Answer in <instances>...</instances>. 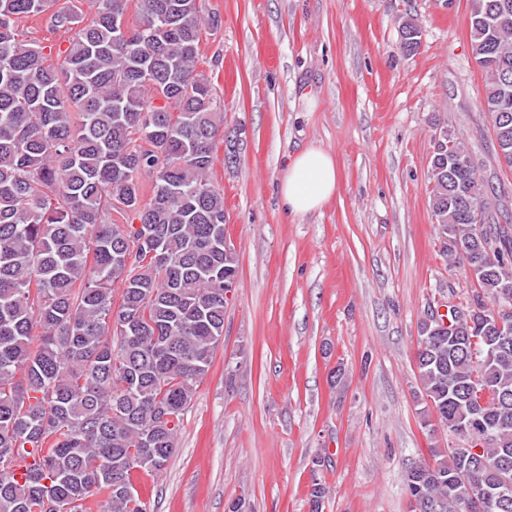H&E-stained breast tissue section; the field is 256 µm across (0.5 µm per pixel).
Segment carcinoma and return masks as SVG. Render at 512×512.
Here are the masks:
<instances>
[{
    "mask_svg": "<svg viewBox=\"0 0 512 512\" xmlns=\"http://www.w3.org/2000/svg\"><path fill=\"white\" fill-rule=\"evenodd\" d=\"M57 2L0 0V512H91L98 496L104 512H148L132 471L157 474L173 454L238 273L210 184L224 116L198 69L202 29L221 21L202 0H136L123 30L129 0H92L89 17ZM47 11L72 33L54 59L18 34ZM420 32L401 24L405 54ZM469 38L511 168L512 0H471ZM143 173L157 174L146 203ZM430 184L448 256L492 277L421 323L416 362L428 411L480 452L431 448L406 483L466 512L481 487L512 482V335L491 327V308H512V218L455 136ZM113 210L140 225L106 222Z\"/></svg>",
    "mask_w": 512,
    "mask_h": 512,
    "instance_id": "cac0c4a2",
    "label": "carcinoma"
}]
</instances>
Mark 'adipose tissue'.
I'll return each instance as SVG.
<instances>
[{
	"label": "adipose tissue",
	"instance_id": "adipose-tissue-1",
	"mask_svg": "<svg viewBox=\"0 0 512 512\" xmlns=\"http://www.w3.org/2000/svg\"><path fill=\"white\" fill-rule=\"evenodd\" d=\"M338 172L334 157L320 148L299 154L281 182L284 208L292 214H306L317 209L336 192Z\"/></svg>",
	"mask_w": 512,
	"mask_h": 512
}]
</instances>
